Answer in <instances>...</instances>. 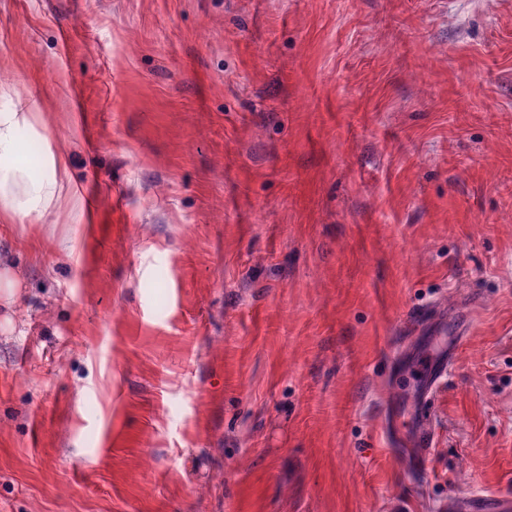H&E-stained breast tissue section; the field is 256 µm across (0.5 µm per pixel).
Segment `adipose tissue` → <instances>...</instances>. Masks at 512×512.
<instances>
[{
    "label": "adipose tissue",
    "mask_w": 512,
    "mask_h": 512,
    "mask_svg": "<svg viewBox=\"0 0 512 512\" xmlns=\"http://www.w3.org/2000/svg\"><path fill=\"white\" fill-rule=\"evenodd\" d=\"M32 117L30 104L24 102L0 112V214L15 217L39 213L77 196L67 177L65 157L46 150L38 172L19 161L18 132L30 125Z\"/></svg>",
    "instance_id": "adipose-tissue-1"
}]
</instances>
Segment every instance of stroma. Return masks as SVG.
I'll return each mask as SVG.
<instances>
[{"instance_id":"obj_1","label":"stroma","mask_w":512,"mask_h":512,"mask_svg":"<svg viewBox=\"0 0 512 512\" xmlns=\"http://www.w3.org/2000/svg\"><path fill=\"white\" fill-rule=\"evenodd\" d=\"M30 99L79 206L0 215V512L512 494V0H0ZM452 357L448 353L447 359L445 353H439L432 357L423 369V386L414 398L413 435L409 445L410 448H417V452L407 457V460L417 468L423 465L425 453L422 448L426 446L429 438V427L427 419L424 418V407L446 377Z\"/></svg>"}]
</instances>
